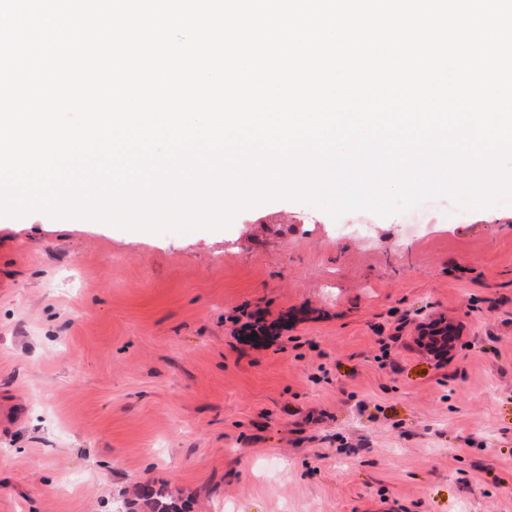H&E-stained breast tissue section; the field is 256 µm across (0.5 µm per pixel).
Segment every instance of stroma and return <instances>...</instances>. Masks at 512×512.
<instances>
[{
	"label": "stroma",
	"mask_w": 512,
	"mask_h": 512,
	"mask_svg": "<svg viewBox=\"0 0 512 512\" xmlns=\"http://www.w3.org/2000/svg\"><path fill=\"white\" fill-rule=\"evenodd\" d=\"M287 320L266 345L251 315ZM446 326V359L419 346ZM0 512H512V199L161 233L0 216Z\"/></svg>",
	"instance_id": "stroma-1"
}]
</instances>
